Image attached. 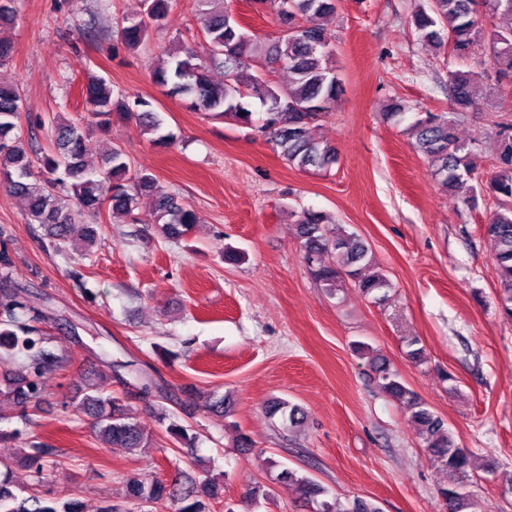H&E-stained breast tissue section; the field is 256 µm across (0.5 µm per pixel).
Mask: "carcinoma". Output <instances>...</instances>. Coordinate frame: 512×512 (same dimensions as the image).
Listing matches in <instances>:
<instances>
[{
  "mask_svg": "<svg viewBox=\"0 0 512 512\" xmlns=\"http://www.w3.org/2000/svg\"><path fill=\"white\" fill-rule=\"evenodd\" d=\"M17 0H0V28L17 21ZM144 11L126 17L119 30L120 42L130 53L138 52L151 32L163 27L172 0H143ZM206 41L204 54L191 46L169 51L152 69V81L172 96L191 99L194 109L216 118H232L240 125L254 127L272 143L286 163L300 171L327 170L336 164V149L316 141L310 126L329 111L342 92L341 82L328 66L331 34L321 20L336 13L337 0H254L262 10L273 14L281 30L264 54V72L253 71L252 35L224 9V0H195ZM512 16V0H425L411 16L419 38L438 48H448L455 59L464 60L483 34L481 11ZM489 60L499 76L512 77V25L500 28L488 42ZM276 66L288 69L291 79L284 86L265 78ZM224 70V82L213 84L211 71ZM481 73L472 69H448V93L452 111L440 115L431 112L410 125L415 148L428 159L435 177L453 189L471 177L473 149L456 133L460 116L475 105L474 85ZM256 95L265 111L253 118L247 98ZM85 111L105 128L112 116L134 119L145 131L155 135L154 142L169 146L174 134L164 130V122L151 99L143 96L113 95L109 82L89 75L83 91ZM23 109L19 90L0 81V178L13 191L27 199L26 223L38 224L57 249L68 251L72 226L85 225L86 245L97 243L104 212L109 217L133 218L144 198L156 214L159 231L167 240H177L198 223L196 213L178 196L156 186L157 179L132 170L125 154L117 147L106 151L100 165L85 159L87 128L59 115H35L30 122L48 126L50 146L35 158L19 133L18 119ZM491 160L498 169L486 192L496 205L483 234L491 248L500 279V311L512 319V123H494ZM327 217L306 211L298 222V233L305 258L315 281L334 294L342 279L350 277L364 294L381 301L391 287L384 274L364 275L370 265L371 251L364 241L345 227H337L333 236L325 233ZM332 252L338 265L320 261ZM47 315L37 306L36 297L3 282L0 287V361L16 369L0 380V400L21 408L20 421L32 422L28 405L43 395L41 379L63 368L65 357L46 347L42 323ZM370 367L380 387L403 404L419 426L429 457L448 471V485L439 489L448 512H466L471 504L465 478L472 465L469 449L456 444L447 423L399 380L390 363L375 357ZM111 382L96 371L85 376L84 394L64 409L93 417V428L108 448H145L152 443L140 425L130 416L124 400L113 394ZM272 415L281 414L289 424H301L306 413L302 407L284 399L268 405ZM156 418L165 427L172 443L191 451L197 436L189 426L179 423L162 404ZM58 451L42 443L24 449L21 465L28 470L29 481L19 486L23 496L14 493V461H0V512H86L79 497L65 500L46 498L38 491L45 472L60 464ZM280 479L314 500L327 490L312 479L284 469ZM125 498L132 505L164 508L167 512H214V503L224 496V481L212 474L201 480L186 479L167 483H149L135 475L125 478ZM318 512H380L378 506L355 499L345 507L338 501L323 500Z\"/></svg>",
  "mask_w": 512,
  "mask_h": 512,
  "instance_id": "cac0c4a2",
  "label": "carcinoma"
}]
</instances>
